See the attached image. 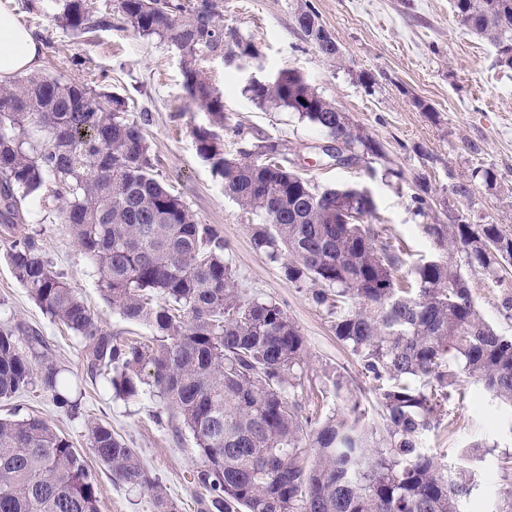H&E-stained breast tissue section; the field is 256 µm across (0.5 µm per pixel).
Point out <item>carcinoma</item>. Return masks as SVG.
<instances>
[{
    "label": "carcinoma",
    "mask_w": 512,
    "mask_h": 512,
    "mask_svg": "<svg viewBox=\"0 0 512 512\" xmlns=\"http://www.w3.org/2000/svg\"><path fill=\"white\" fill-rule=\"evenodd\" d=\"M467 29L512 69V0H453ZM74 34L109 25L87 0H47ZM113 11L143 38L174 45L184 87L207 114L195 129L198 155L224 180V193L247 214L255 248L281 266L288 283L311 291L333 318L336 337L379 383L380 421L372 423L341 376L342 407L321 421L302 420L288 389L305 383L304 336L272 300L245 296L226 260L224 236L201 224L157 178L155 158L127 99L87 83L38 75L0 80V228L9 259L36 305L80 338L87 373L122 398L148 385L184 427L201 464L192 471L199 512H462L480 487L479 458L453 467L425 447L443 408L465 377L512 409V336L486 323L451 260L431 255L412 270L414 286L395 277L391 246L376 247L360 219L375 210L350 188L318 191L259 141L224 154L223 95L205 63L253 44L224 26V4L204 17L179 0H115ZM296 26L329 61L341 58L316 15ZM261 106L283 108L343 133L336 105L292 71L266 88L249 87ZM53 180L80 249L101 273L100 292L157 342L124 339L104 328L37 240L18 233L21 200ZM436 247L459 252L471 268L498 277L512 263V229L499 224H425ZM42 336L21 323L0 328V398L39 379L55 406L83 415ZM90 453L112 483L149 493L152 512H179L137 453L112 428L86 423ZM314 450L308 457L301 451ZM96 474L86 457L45 420L0 419V512H101Z\"/></svg>",
    "instance_id": "carcinoma-1"
}]
</instances>
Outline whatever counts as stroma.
<instances>
[{
    "label": "stroma",
    "instance_id": "stroma-1",
    "mask_svg": "<svg viewBox=\"0 0 512 512\" xmlns=\"http://www.w3.org/2000/svg\"><path fill=\"white\" fill-rule=\"evenodd\" d=\"M42 5L43 0H0V8L42 43L41 72L91 81L98 90L128 97L160 182L182 196L200 223L222 231L225 255L243 293L276 301L298 326L310 355V376L323 382L342 376L365 406H375L374 381L337 340L326 309L309 291L289 285L280 266L254 247V216L225 194L220 176L198 156L194 130L206 124L207 115L186 93L179 50L139 36L117 15L110 26L76 35L44 14ZM303 5L335 38L341 64L324 59L295 26L294 12ZM224 22L258 50L252 59L213 58L206 64L230 119L220 133L225 154L237 155L266 140L279 144L285 164L318 188L368 189L375 211L364 223L377 242H401L404 277L420 256L435 251L423 225L462 218L512 229V70L493 67L491 45L460 22L452 0H224ZM284 69L297 71L333 100L355 129L381 144V155L336 166L321 150L328 141L323 130L297 113L256 103L249 92L252 80H267ZM370 75L375 83L369 87ZM485 168L496 173L493 185L474 176ZM423 178L432 193L420 210L413 196ZM460 184L467 194H456ZM21 209L24 227L37 237L45 259L64 274L101 325L130 339L153 338L152 327L126 320L103 298L98 268L75 243L48 189L28 195ZM8 252L9 241L0 236V327L21 323L44 337L58 366L78 381L84 415L67 417L34 384L0 399V417L43 418L82 451L87 420L109 425L135 449L180 512H198L188 482L190 470L201 463L192 434L174 432L169 412L151 391L123 399L103 378H90L82 343L30 298ZM464 275L484 320L512 335V266L499 280L478 268L465 269ZM479 394L474 384L462 381L448 401L449 424L428 433L425 444L451 466L474 442H482V467L491 481L481 484L463 508L471 512L479 505L494 512L492 488L512 486V471L498 465L499 458L512 456V433L501 426L511 413ZM87 462L98 477L102 512H151L147 492L114 486L95 457Z\"/></svg>",
    "mask_w": 512,
    "mask_h": 512
}]
</instances>
